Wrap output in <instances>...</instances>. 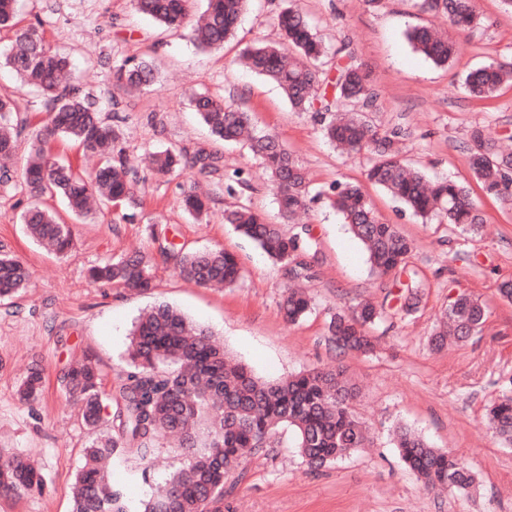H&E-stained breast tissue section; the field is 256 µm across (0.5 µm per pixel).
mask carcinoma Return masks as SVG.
Here are the masks:
<instances>
[{"label":"carcinoma","mask_w":512,"mask_h":512,"mask_svg":"<svg viewBox=\"0 0 512 512\" xmlns=\"http://www.w3.org/2000/svg\"><path fill=\"white\" fill-rule=\"evenodd\" d=\"M248 0H205L202 22L190 29V39L204 51L220 49L236 34ZM424 12L448 17L456 31L472 32L481 25L475 0H415ZM193 0H132L136 12L161 26L180 28L187 23ZM17 0H0V30H15L16 46L0 49V65L12 69L23 84L47 96V119L29 136V151L21 178L30 198L21 220L30 237L57 256L73 247L72 231L60 215L42 207L45 197L60 198L69 214L88 215L93 197L106 205L127 199L138 171L123 156H114L116 132L104 121L90 96L69 78L68 61L54 51L38 29L17 27ZM277 25L293 56L288 58L274 44H257L243 52L251 71L276 81L297 112H311L322 125L324 137L348 152L371 155L366 179L403 202L428 221L445 217L448 223L473 228L483 219L469 188L457 181L429 182L403 156L410 133L393 126L379 132L370 113L376 111L377 94L370 75L353 59L336 65V77L320 91V67L327 57L322 38L303 14L289 6L280 11ZM412 49L437 65H446L458 46L436 30L418 26L408 30ZM114 85L122 90L142 89L155 83L151 62L128 58L113 70ZM512 82V71L494 62L469 72L466 93L474 99L492 97ZM190 104L211 136L220 142H244L258 156L274 185L281 214L292 218L309 201L304 169L279 138L256 132L249 113L207 94L193 93ZM15 100L0 97V156L9 157L27 128L15 119ZM63 140L84 154L99 157L100 164L84 172L71 162L57 159L51 143ZM467 162L486 193L512 201V153H503L492 136L476 128L467 148ZM221 156L199 150L190 155L166 149L154 155L159 174L196 172L208 177L220 171ZM352 233L364 245L372 270L392 278L395 288L405 289V307L417 308L419 291L402 280L408 274L413 243L393 224L379 220L361 186L338 183L328 195ZM184 210L195 218L208 213V199L194 191L183 193ZM224 223L253 241L271 260L288 270L292 280L307 278V264L300 260L306 241L284 234L278 225L250 207L224 211ZM174 260L181 277L199 286H231L241 279L237 258L222 249L187 252L160 246ZM97 284L117 283L147 290L152 287L150 258L135 254L90 268ZM30 273L18 259L0 254V300L28 287ZM310 296L289 288L280 302L285 317L296 322L308 312ZM486 306L462 292L450 298L431 345L442 348L448 341L464 342L485 322ZM381 317V311L365 302L351 313L335 314L328 325L330 340L342 350L373 349L364 327ZM127 369L114 386L117 408L112 419L103 417V393L96 369L76 362L65 371L68 399L79 405L86 427L95 434L85 449V463L73 487V512H212L224 503L226 482L242 470L243 463L274 447V438L288 431L293 447L304 462L318 469L331 465L367 446L369 430L355 411L356 392L343 369H311L268 382L226 356L223 344L207 329L194 324L167 304H158L134 323L126 357ZM42 372L31 369L19 386L24 401L38 399ZM489 421L502 444L512 446V396H504L489 408ZM180 439L187 462L170 474L164 488L134 506L123 490L112 484L109 469L132 459L151 462L160 440ZM393 441L401 461L426 489L441 486L468 491L475 475L452 453L431 446L421 435L398 426ZM44 477L27 457L13 456L0 463V496H20L42 490Z\"/></svg>","instance_id":"1"}]
</instances>
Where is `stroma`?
I'll list each match as a JSON object with an SVG mask.
<instances>
[{"label":"stroma","instance_id":"obj_1","mask_svg":"<svg viewBox=\"0 0 512 512\" xmlns=\"http://www.w3.org/2000/svg\"><path fill=\"white\" fill-rule=\"evenodd\" d=\"M282 4L250 0L235 38L223 49L203 51L190 41L188 27L161 29L131 0H19L20 25L40 22L47 42L68 57L77 84L98 100L116 131V148L132 164L165 148L206 149L219 151L224 170L207 187L210 213L201 222L182 207L188 174L142 171L132 198L93 207L88 217L72 221L74 247L65 257L27 236L20 214L29 196L20 179L0 183V252L22 261L31 275L26 290L0 301V455L32 456L44 476L42 491L0 498V512H72L73 484L92 434L67 401L61 373L71 361H85L96 367L102 390L111 391L134 322L160 303L208 328L262 379L343 368L356 386V411L370 429L369 447L318 471L289 443L249 459L244 478L224 496V512H512V447L499 442L487 418L492 401L512 394V301L499 292L512 280V204L486 195L466 158L472 128L512 135V85L482 101L471 99L463 85L465 74L484 64L512 66V11L501 0H477L479 28L459 35V55L438 67L406 40L408 29L433 21L413 0H385L374 12L363 0H296L328 53L348 47L370 71L377 125L413 131L406 160L429 179L470 184L482 213L483 224L467 230L441 217L425 223L367 186L380 219L415 243L409 270L422 300L409 312L389 278L372 273L363 245L326 200L333 184L363 181L369 154L334 148L312 113L294 111L275 82L239 62L247 44L278 40L275 15ZM133 56L152 63L155 84L131 94L113 90V65ZM195 92L249 112L257 131L277 135L308 170L312 200L296 221L282 220L265 169L247 146L216 147L190 106ZM0 95L15 98L21 116L45 111V95L3 66ZM236 171L244 185L230 194L227 178ZM242 204L285 234H307L302 258L310 266L312 303L297 323L285 320L279 307L288 284L284 267L224 222L225 208ZM153 226L176 247L235 254L241 280L231 288L185 281L151 239ZM139 251L153 259L149 291L89 282V267ZM459 291L481 297L487 319L468 341L434 351L430 337L449 296ZM364 300L382 311L368 329L377 339L375 351H336L327 340L331 315ZM34 366L43 373L42 393L26 402L18 386ZM397 424L455 454L475 474V488L425 491L399 459L391 433ZM184 461V450L163 442L150 464L126 463L111 479L138 502Z\"/></svg>","mask_w":512,"mask_h":512}]
</instances>
